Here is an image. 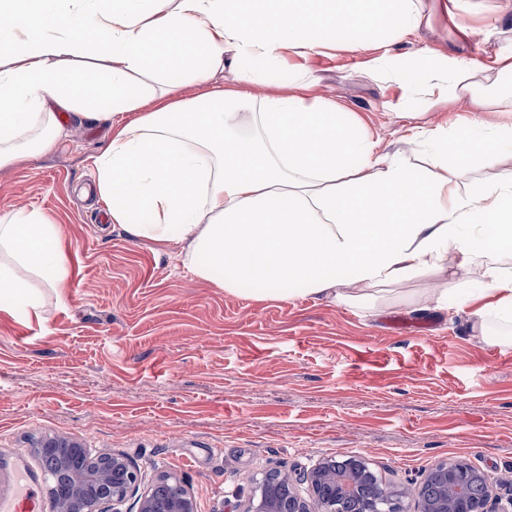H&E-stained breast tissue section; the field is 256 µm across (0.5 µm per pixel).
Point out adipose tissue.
Instances as JSON below:
<instances>
[{"label":"adipose tissue","instance_id":"ef3b65f1","mask_svg":"<svg viewBox=\"0 0 512 512\" xmlns=\"http://www.w3.org/2000/svg\"><path fill=\"white\" fill-rule=\"evenodd\" d=\"M422 0H0V167L67 137L60 112H96L111 135L94 157V189L112 224L178 249L199 280L256 300L306 295L353 306L369 288L448 271L438 308L486 298L512 323V120L482 132L440 126L413 170L376 152L360 116L312 96L308 73L287 69V94L255 96L286 56L324 55L406 41L426 25ZM374 77L440 101L475 95L490 73L512 72V51L491 66L444 56L408 69L384 52ZM205 87L180 96L183 84ZM498 168L477 194L459 175L473 153ZM0 309L41 307L28 276L63 293L71 270L62 227L38 209L0 215ZM477 287H468L471 272Z\"/></svg>","mask_w":512,"mask_h":512}]
</instances>
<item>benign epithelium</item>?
Returning <instances> with one entry per match:
<instances>
[{"instance_id": "7a95c632", "label": "benign epithelium", "mask_w": 512, "mask_h": 512, "mask_svg": "<svg viewBox=\"0 0 512 512\" xmlns=\"http://www.w3.org/2000/svg\"><path fill=\"white\" fill-rule=\"evenodd\" d=\"M35 452L51 450L59 468L70 478L69 500L64 512H123L122 506L137 497L139 512H197L195 499L185 490L180 480L170 474L162 475L157 483H173L178 492L174 496L159 498L156 487L139 492V469L123 457L108 455L93 457L82 452V443L53 435H44L33 444ZM332 460L325 458L315 464L305 475L311 494L322 503V512H336V502L329 489L349 495L355 489V476L350 472L338 473L331 467ZM445 483L455 486L456 495L440 505L421 504V512H489L488 500L473 507L460 488L467 469L443 466ZM244 512H309L307 500L297 489H292L288 499L282 500L265 490L254 491L248 509Z\"/></svg>"}]
</instances>
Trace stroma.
<instances>
[{
	"mask_svg": "<svg viewBox=\"0 0 512 512\" xmlns=\"http://www.w3.org/2000/svg\"><path fill=\"white\" fill-rule=\"evenodd\" d=\"M435 16L399 45L493 59L512 50V15ZM366 54L338 49L305 66L315 95L359 113L387 159L422 166L413 126L477 120L466 105L419 95L422 116L393 108L402 90L371 78ZM53 151L0 169V215L25 206L61 224L71 267L64 298L38 277V316L0 311V462L50 434L172 472L199 512H242L256 479L297 476L317 460L362 457L383 485L421 487L442 463L484 476L491 501L512 498V326L416 307L431 278L395 285L372 307L304 293L257 301L198 280L170 248L95 223L104 205L91 165L109 124L64 117Z\"/></svg>",
	"mask_w": 512,
	"mask_h": 512,
	"instance_id": "1",
	"label": "stroma"
}]
</instances>
